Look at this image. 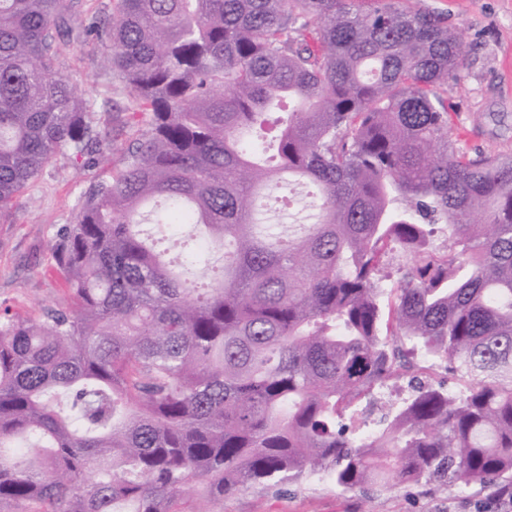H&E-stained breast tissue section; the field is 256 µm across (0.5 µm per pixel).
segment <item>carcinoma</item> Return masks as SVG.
Here are the masks:
<instances>
[{
	"instance_id": "carcinoma-1",
	"label": "carcinoma",
	"mask_w": 512,
	"mask_h": 512,
	"mask_svg": "<svg viewBox=\"0 0 512 512\" xmlns=\"http://www.w3.org/2000/svg\"><path fill=\"white\" fill-rule=\"evenodd\" d=\"M71 2L0 0V224L101 134L62 42L106 41L150 121L53 245L70 304L0 314V506L194 512L320 473L512 490V155L449 139L457 35L400 0H114L106 21ZM292 179L319 198L284 237L268 202ZM146 215L204 228L180 265L206 280ZM399 378L410 398L349 437Z\"/></svg>"
}]
</instances>
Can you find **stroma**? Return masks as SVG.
I'll return each mask as SVG.
<instances>
[{
  "instance_id": "obj_1",
  "label": "stroma",
  "mask_w": 512,
  "mask_h": 512,
  "mask_svg": "<svg viewBox=\"0 0 512 512\" xmlns=\"http://www.w3.org/2000/svg\"><path fill=\"white\" fill-rule=\"evenodd\" d=\"M408 8L433 14L460 33V78L449 83L451 139L470 156L512 154V0H405ZM104 42L90 37L64 47L58 70L78 86L109 137L93 146L86 165L65 155L29 183L0 224V308L37 317L64 301L52 247L61 230L74 223L88 187L122 168L126 150L145 129L144 113L114 111L128 95L103 66ZM200 512H498L491 488L391 483L342 490L327 479L290 484L284 496L259 486L224 501L198 500Z\"/></svg>"
}]
</instances>
